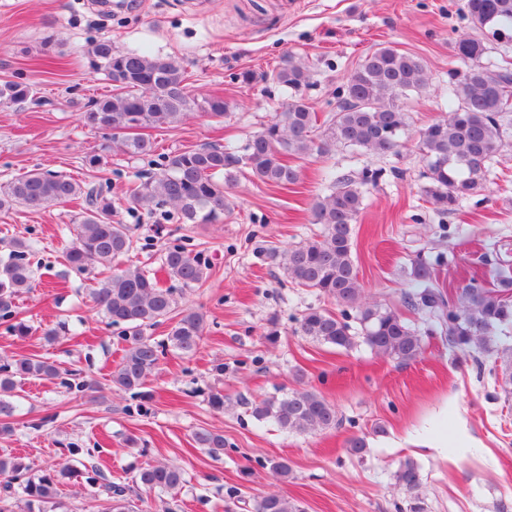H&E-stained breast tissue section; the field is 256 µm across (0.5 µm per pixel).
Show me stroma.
I'll return each instance as SVG.
<instances>
[{"instance_id": "35a3bbf8", "label": "stroma", "mask_w": 512, "mask_h": 512, "mask_svg": "<svg viewBox=\"0 0 512 512\" xmlns=\"http://www.w3.org/2000/svg\"><path fill=\"white\" fill-rule=\"evenodd\" d=\"M108 0H0V83L21 82L33 99L0 102V184L38 168L108 186L121 198L145 179L148 158L113 149L109 132L83 119L113 83L88 64L93 41L115 49L145 50L183 59L191 96H223L224 118L192 112L174 126L151 129L159 152L203 145L244 146L273 117L278 93L270 74L284 53L316 64L306 92L321 113L336 108L347 74L381 44L423 58L427 89L406 102L409 138L400 155L377 158L349 149L303 161V181L292 189L238 176L224 192L220 224L160 221L121 207L134 248L124 264L156 269L164 248L190 239L209 264L208 276L186 290L182 306L203 313L194 355L167 350L139 393L107 386L118 359L117 328L94 309L82 276L63 253L79 208L73 203L0 210V246L11 238L37 240L41 264L35 288L19 300L29 336L11 335L0 322V357L37 355L79 370L88 383L71 393L59 380L24 385L16 431L7 451L32 470L77 443L98 449V467L111 479L132 481L141 468L169 461L182 468L178 494L184 512H254L271 491L294 499L302 512H395L405 500L394 473L400 461L419 467L426 512H501L512 506V394L502 390L504 360L476 346L449 345L431 335L417 314L423 353L399 363L363 341L348 349L301 336L298 320L310 307L341 313L336 301L292 283L280 254L318 234L311 206L324 172L364 165L398 169L365 194L353 230L352 256L367 297L401 308L413 289L412 265L430 263L442 289L456 293L470 280L493 286L498 268L512 269V135L497 156V183L441 216L421 198L420 131L441 118L448 95V63L457 31L467 30L465 0H131L104 11ZM249 71L251 83L238 75ZM68 331L47 342L45 329ZM306 388L332 403L341 420L315 434L288 433L256 421L255 402ZM224 396L214 410L213 393ZM224 436V456L212 459L194 434ZM365 438L363 456L347 442ZM286 460V481L272 480L267 460Z\"/></svg>"}]
</instances>
